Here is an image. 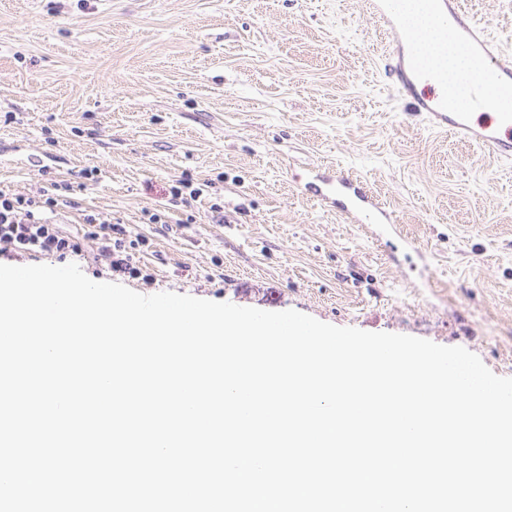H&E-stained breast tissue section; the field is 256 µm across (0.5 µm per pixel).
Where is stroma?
Returning <instances> with one entry per match:
<instances>
[{"instance_id":"obj_1","label":"stroma","mask_w":512,"mask_h":512,"mask_svg":"<svg viewBox=\"0 0 512 512\" xmlns=\"http://www.w3.org/2000/svg\"><path fill=\"white\" fill-rule=\"evenodd\" d=\"M466 2L512 50V0ZM336 172L393 225L322 207ZM180 177L207 196L172 199ZM60 180L64 230L88 212L151 241L145 280L86 244L90 279L461 346L512 377V161L415 115L366 0H0V189Z\"/></svg>"}]
</instances>
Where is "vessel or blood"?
<instances>
[{
	"mask_svg": "<svg viewBox=\"0 0 512 512\" xmlns=\"http://www.w3.org/2000/svg\"><path fill=\"white\" fill-rule=\"evenodd\" d=\"M431 16L451 29L456 44L470 58L472 67L460 80L466 88L464 101L448 95H422L419 83L439 82L444 77L442 60L423 56L425 33L413 25L402 0H369L370 12L393 33L390 54L392 82L398 94L411 100L429 128L449 132L477 143L504 161L512 160V53L507 52L462 8L461 0H428ZM491 111L490 122L475 121L480 111ZM346 194L343 212L351 222L388 224L392 216L349 178L326 177L314 194L321 204L332 205L337 194Z\"/></svg>",
	"mask_w": 512,
	"mask_h": 512,
	"instance_id": "1",
	"label": "vessel or blood"
}]
</instances>
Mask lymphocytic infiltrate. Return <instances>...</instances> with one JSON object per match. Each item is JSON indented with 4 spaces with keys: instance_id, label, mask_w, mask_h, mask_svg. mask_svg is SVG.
I'll return each mask as SVG.
<instances>
[{
    "instance_id": "1",
    "label": "lymphocytic infiltrate",
    "mask_w": 512,
    "mask_h": 512,
    "mask_svg": "<svg viewBox=\"0 0 512 512\" xmlns=\"http://www.w3.org/2000/svg\"><path fill=\"white\" fill-rule=\"evenodd\" d=\"M60 206L59 194L50 189L36 196L0 191V255L63 261L82 254L85 243L93 242L109 271L141 275L134 253L148 246L147 237H131L122 222H102L92 214L83 216L79 231H64L56 220Z\"/></svg>"
}]
</instances>
